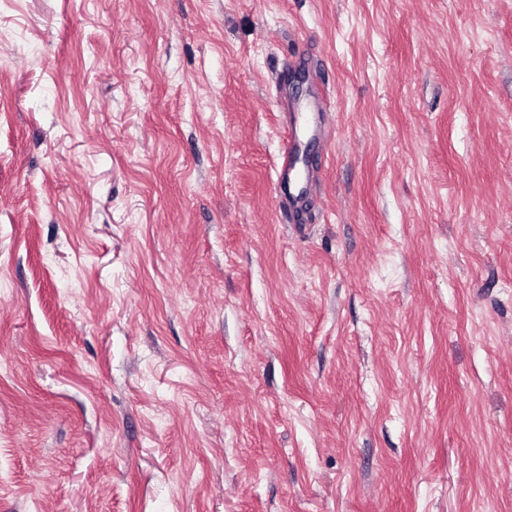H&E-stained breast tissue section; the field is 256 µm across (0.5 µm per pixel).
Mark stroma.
<instances>
[{
    "label": "stroma",
    "mask_w": 512,
    "mask_h": 512,
    "mask_svg": "<svg viewBox=\"0 0 512 512\" xmlns=\"http://www.w3.org/2000/svg\"><path fill=\"white\" fill-rule=\"evenodd\" d=\"M0 512H512V0H0ZM301 147L300 127L296 126L288 134L283 153V161L275 183V195L280 207L288 203L295 206L299 194H295L297 163Z\"/></svg>",
    "instance_id": "obj_1"
}]
</instances>
